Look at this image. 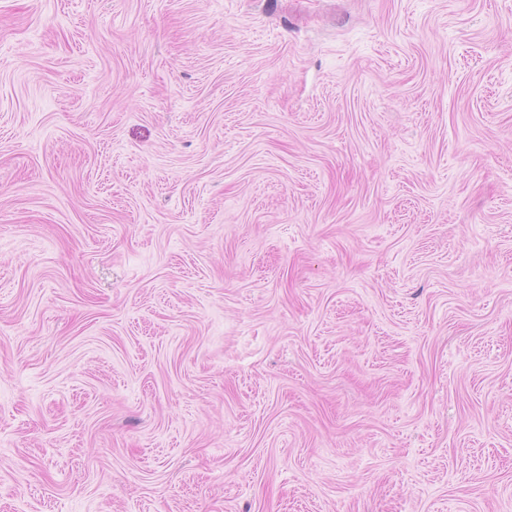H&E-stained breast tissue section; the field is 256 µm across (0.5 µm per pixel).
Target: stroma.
Segmentation results:
<instances>
[{
	"label": "stroma",
	"instance_id": "obj_1",
	"mask_svg": "<svg viewBox=\"0 0 512 512\" xmlns=\"http://www.w3.org/2000/svg\"><path fill=\"white\" fill-rule=\"evenodd\" d=\"M0 512H512V0H0Z\"/></svg>",
	"mask_w": 512,
	"mask_h": 512
}]
</instances>
